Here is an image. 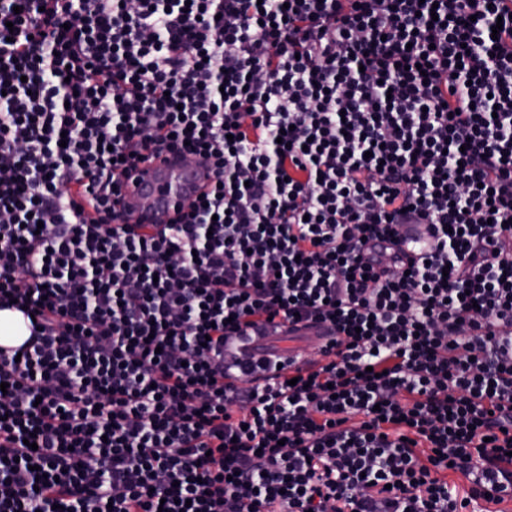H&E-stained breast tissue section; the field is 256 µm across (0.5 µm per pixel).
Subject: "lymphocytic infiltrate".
I'll list each match as a JSON object with an SVG mask.
<instances>
[{
    "mask_svg": "<svg viewBox=\"0 0 512 512\" xmlns=\"http://www.w3.org/2000/svg\"><path fill=\"white\" fill-rule=\"evenodd\" d=\"M168 150L213 187L130 223ZM0 309V512L511 500L512 0H0ZM29 335L30 331L20 312L0 310V345L19 346ZM273 330V334L276 336L295 337L300 344L310 346H320L329 339L328 336H334L330 332L328 325L318 323H302L281 328L274 327ZM276 336H270L268 338Z\"/></svg>",
    "mask_w": 512,
    "mask_h": 512,
    "instance_id": "f902f5d3",
    "label": "lymphocytic infiltrate"
}]
</instances>
